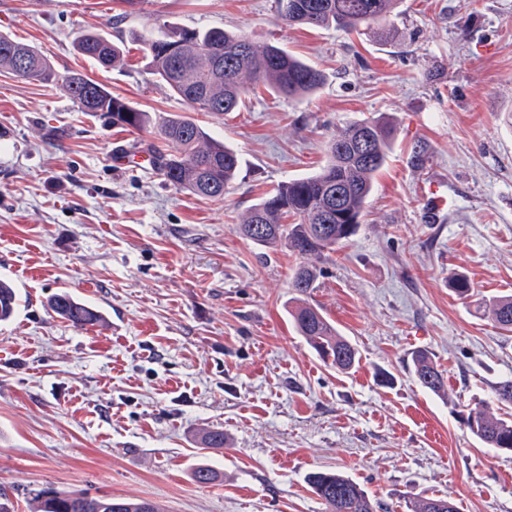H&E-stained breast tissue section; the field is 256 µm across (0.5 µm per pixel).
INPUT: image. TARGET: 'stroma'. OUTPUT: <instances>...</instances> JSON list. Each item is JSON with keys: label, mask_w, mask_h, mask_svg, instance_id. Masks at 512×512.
Instances as JSON below:
<instances>
[{"label": "stroma", "mask_w": 512, "mask_h": 512, "mask_svg": "<svg viewBox=\"0 0 512 512\" xmlns=\"http://www.w3.org/2000/svg\"><path fill=\"white\" fill-rule=\"evenodd\" d=\"M221 27L317 65L318 93L266 90L198 113L241 158L223 200L170 186L138 163L152 134L79 111L60 84L0 74V278L21 301L0 324V489L14 512L44 487L136 497L165 512H325L305 483L340 471L390 512L447 495L457 512H512V453L467 429L512 377V333L476 307L512 294V0H401L386 25L347 33L280 17L276 0H0V32L151 113L187 106L146 71L139 34ZM105 28L123 65L79 55ZM393 128L361 226L319 263L311 295L360 363L326 366L287 313L298 262L236 226L278 183L319 170L338 128ZM125 147L131 160L115 167ZM448 203L436 221L422 182ZM465 275L473 298L448 286ZM99 308L78 329L60 291ZM427 351L445 393L408 368ZM225 444L205 449L208 430ZM218 478H192L198 464Z\"/></svg>", "instance_id": "obj_1"}]
</instances>
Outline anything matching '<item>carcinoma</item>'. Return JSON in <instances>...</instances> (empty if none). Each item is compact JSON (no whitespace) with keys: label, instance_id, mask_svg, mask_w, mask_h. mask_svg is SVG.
Listing matches in <instances>:
<instances>
[{"label":"carcinoma","instance_id":"cac0c4a2","mask_svg":"<svg viewBox=\"0 0 512 512\" xmlns=\"http://www.w3.org/2000/svg\"><path fill=\"white\" fill-rule=\"evenodd\" d=\"M400 0H277L280 16L314 29L354 31L388 18ZM146 65L160 83L192 112L222 115L235 112L251 91L264 87L289 99L316 93L325 75L317 67L274 44L258 47L245 36L220 27H169L160 35L141 37ZM80 55L108 68L123 63L121 46L96 27L76 40ZM0 71L25 81L61 83L65 93L83 112L103 116L114 126L146 130L156 135L151 146L154 165L166 182L207 199H224L236 177L238 154L214 141L205 128L187 115L154 118L105 86L78 71L61 76L52 61L9 34L0 33ZM392 128L378 120L349 123L336 131L327 145L322 168L307 177L283 182L253 205L237 230L252 243L266 248L284 245L300 259L289 287L299 295L288 310L296 330L325 363L348 372L359 363L355 344L343 336L307 297L319 286L321 270L311 261L347 241L356 232L371 195L376 174L386 165ZM14 285L0 279V322L8 321L19 306ZM50 310L76 328L103 321L95 308L68 292L53 296ZM491 320L512 331V295H500L485 304ZM412 373L419 385L433 393L445 392L443 374L425 351L412 356ZM494 397L512 406V379L494 386ZM465 424L482 444L512 451V416L501 417L478 405ZM306 484L322 501L325 512H380L351 477L333 471H313ZM410 512H457L446 496L418 498ZM32 512H161L153 502L128 497L92 496L82 490L58 492L46 487L34 498Z\"/></svg>","mask_w":512,"mask_h":512}]
</instances>
